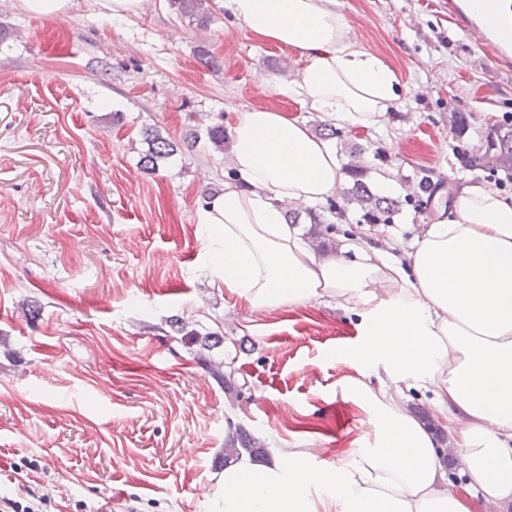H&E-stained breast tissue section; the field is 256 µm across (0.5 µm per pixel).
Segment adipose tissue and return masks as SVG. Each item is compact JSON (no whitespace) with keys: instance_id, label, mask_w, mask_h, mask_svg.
Returning a JSON list of instances; mask_svg holds the SVG:
<instances>
[{"instance_id":"adipose-tissue-1","label":"adipose tissue","mask_w":512,"mask_h":512,"mask_svg":"<svg viewBox=\"0 0 512 512\" xmlns=\"http://www.w3.org/2000/svg\"><path fill=\"white\" fill-rule=\"evenodd\" d=\"M335 0H224L257 38L307 62L280 92L345 124L369 125L399 98L396 72L348 37ZM235 180L202 205L224 285L261 309L336 297L358 308L364 340L340 353L347 386L379 439L327 471L332 512H464L444 486L433 435L404 405L431 393L455 433L469 487L512 502V197L471 184L429 225L410 265L371 243L323 260L289 224L282 201H324L344 174L328 139L280 112L245 109L229 129ZM380 374L378 388L366 383ZM306 458L224 470V512H317Z\"/></svg>"}]
</instances>
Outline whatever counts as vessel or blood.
<instances>
[{
    "label": "vessel or blood",
    "mask_w": 512,
    "mask_h": 512,
    "mask_svg": "<svg viewBox=\"0 0 512 512\" xmlns=\"http://www.w3.org/2000/svg\"><path fill=\"white\" fill-rule=\"evenodd\" d=\"M448 17L490 52V72H512V0H447Z\"/></svg>",
    "instance_id": "b4317fda"
}]
</instances>
